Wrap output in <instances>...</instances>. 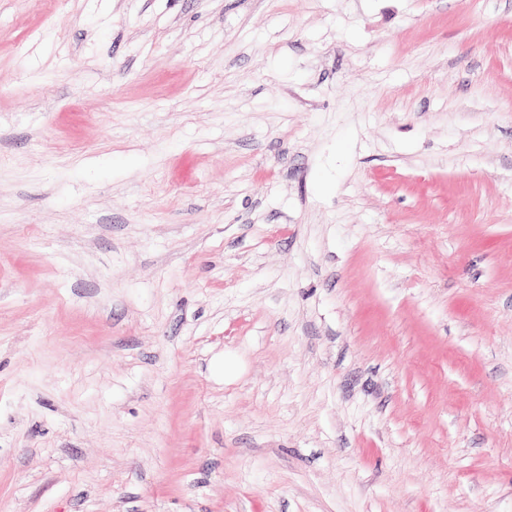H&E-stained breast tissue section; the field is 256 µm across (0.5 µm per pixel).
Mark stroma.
<instances>
[{"instance_id":"obj_1","label":"stroma","mask_w":512,"mask_h":512,"mask_svg":"<svg viewBox=\"0 0 512 512\" xmlns=\"http://www.w3.org/2000/svg\"><path fill=\"white\" fill-rule=\"evenodd\" d=\"M0 512H512V0H0Z\"/></svg>"}]
</instances>
